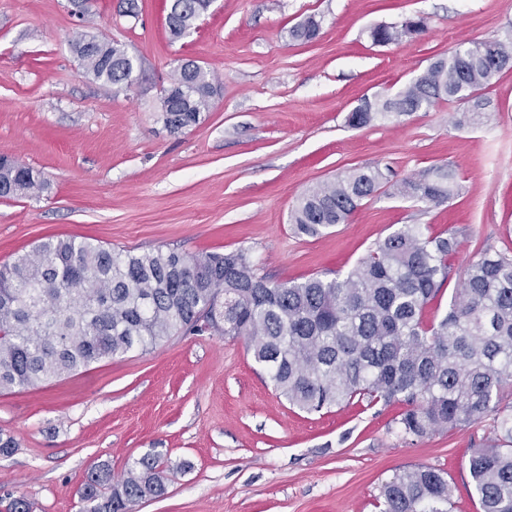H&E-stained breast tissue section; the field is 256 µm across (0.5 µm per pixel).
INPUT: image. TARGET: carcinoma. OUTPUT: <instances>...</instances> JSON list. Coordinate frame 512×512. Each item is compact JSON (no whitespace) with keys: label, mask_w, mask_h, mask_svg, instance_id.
<instances>
[{"label":"carcinoma","mask_w":512,"mask_h":512,"mask_svg":"<svg viewBox=\"0 0 512 512\" xmlns=\"http://www.w3.org/2000/svg\"><path fill=\"white\" fill-rule=\"evenodd\" d=\"M209 0H175L167 14L170 39L189 32ZM321 20L307 17L290 30L316 37ZM425 19L378 25L375 44L424 32ZM76 57L93 79L134 84L136 60L114 41L84 35ZM512 67V30L471 41L432 62L405 88L349 114L362 128L375 120L429 110L439 101L463 105L454 124L488 118L479 91L504 66ZM216 79L202 66H177L158 98L173 134L197 125L212 106ZM405 200L439 205L453 198L454 171L437 166L392 180V171L358 169L307 190L290 213L297 233L316 238L349 221L381 187ZM41 173L0 157V197L38 195ZM457 237L431 236L406 224L378 240L347 273L301 282H271L247 249L187 256L174 248L115 252L87 240L42 242L0 265V391L37 387L131 351H147L178 333L213 330L243 337L257 364L288 403L306 413L354 399L384 406L401 402L403 435L433 434L493 419L499 445L475 448L469 475L482 512H512V255L479 249L468 263L448 311L424 319L447 282ZM165 459L146 453L112 483L111 469L85 475L89 512H133L164 494ZM452 488L438 469L413 466L380 488L382 512H451Z\"/></svg>","instance_id":"carcinoma-1"}]
</instances>
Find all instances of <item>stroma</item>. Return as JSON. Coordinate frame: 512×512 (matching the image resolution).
I'll return each instance as SVG.
<instances>
[{"label":"stroma","mask_w":512,"mask_h":512,"mask_svg":"<svg viewBox=\"0 0 512 512\" xmlns=\"http://www.w3.org/2000/svg\"><path fill=\"white\" fill-rule=\"evenodd\" d=\"M0 0V155L39 170L37 198H0V265L57 237L116 251L160 246L193 256L249 249L274 281L346 273L373 244L407 224L455 234L450 277L425 309L440 319L477 245L512 248V69L481 91L492 112L478 127L452 123L442 101L400 120L354 129L362 100L394 95L461 42L512 28V0H213L189 36L171 41L169 0ZM420 14L425 32L388 45L370 28ZM320 17L318 36L289 31ZM85 34L122 43L136 59L128 89L88 76L72 52ZM219 76L197 126L170 134L156 112L179 60ZM396 179L445 165L459 195L434 205L381 188L348 223L323 236L294 232L289 215L311 187L354 168ZM403 404L353 402L314 414L291 407L244 338L173 336L61 380L0 392V499L33 512H84L93 466L113 479L149 452L169 468L163 496L134 512H379L385 481L417 465L446 472L452 512H481L468 472L473 449L495 446L492 420L410 441Z\"/></svg>","instance_id":"35a3bbf8"}]
</instances>
